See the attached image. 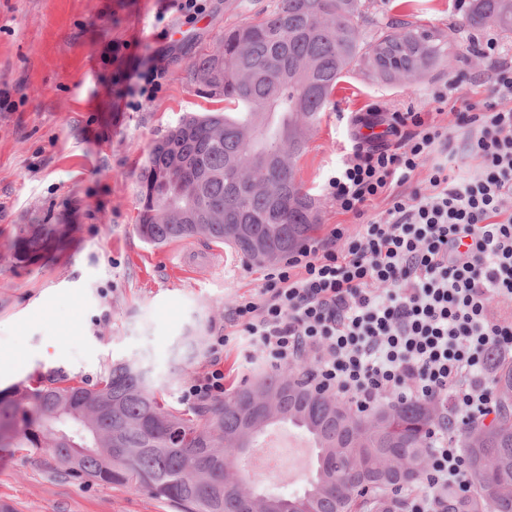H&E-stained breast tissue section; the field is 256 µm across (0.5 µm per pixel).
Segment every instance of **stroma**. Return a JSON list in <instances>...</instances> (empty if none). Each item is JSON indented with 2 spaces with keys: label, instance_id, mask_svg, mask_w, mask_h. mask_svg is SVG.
I'll return each instance as SVG.
<instances>
[{
  "label": "stroma",
  "instance_id": "1",
  "mask_svg": "<svg viewBox=\"0 0 512 512\" xmlns=\"http://www.w3.org/2000/svg\"><path fill=\"white\" fill-rule=\"evenodd\" d=\"M273 0H207L185 18L176 0H0V392L39 381H98L119 360L151 367L158 397L190 408L188 380L224 366L226 391L267 374L250 363L253 348L228 321L234 304L254 295L265 268L244 262L205 238L155 247L136 231V175L153 142L186 113L222 108L185 79L195 53L212 49L230 29L270 9ZM459 0H376V26L417 21L452 31L451 68L411 87L361 70L336 86L321 121L296 161L298 178L318 198L314 240L339 224L357 230L389 206L380 196L363 215L345 213L322 185L349 150L353 116L381 107L456 121L437 103L436 83L454 82L455 97L482 106L491 96L488 62L475 52ZM148 35L135 38L140 19ZM160 62L161 86L141 95L129 75ZM25 224H63L60 249L40 262H19L13 241ZM206 338L229 335L220 356L204 350L182 366L173 349L190 324ZM13 512H174L136 486L72 478L29 448L0 447V502Z\"/></svg>",
  "mask_w": 512,
  "mask_h": 512
}]
</instances>
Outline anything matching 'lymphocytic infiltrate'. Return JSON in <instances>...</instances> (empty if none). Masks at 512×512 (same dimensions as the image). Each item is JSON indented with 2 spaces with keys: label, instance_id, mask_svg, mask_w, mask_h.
I'll list each match as a JSON object with an SVG mask.
<instances>
[{
  "label": "lymphocytic infiltrate",
  "instance_id": "obj_1",
  "mask_svg": "<svg viewBox=\"0 0 512 512\" xmlns=\"http://www.w3.org/2000/svg\"><path fill=\"white\" fill-rule=\"evenodd\" d=\"M478 51L492 98L479 111L461 103L453 126L422 112L355 118L353 144L324 191L355 214L387 195L382 216L303 246L229 313L262 363L310 361L309 384L358 411L385 401L439 406L425 489L410 512H445L446 491L472 497L455 431L495 410L489 353L512 360V60L491 33ZM461 150L478 159L475 174H455ZM421 173L424 189L412 185Z\"/></svg>",
  "mask_w": 512,
  "mask_h": 512
}]
</instances>
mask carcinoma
<instances>
[{
  "label": "carcinoma",
  "instance_id": "cac0c4a2",
  "mask_svg": "<svg viewBox=\"0 0 512 512\" xmlns=\"http://www.w3.org/2000/svg\"><path fill=\"white\" fill-rule=\"evenodd\" d=\"M372 0H274L272 9L224 33L189 62L197 92L224 109L189 113L155 140L138 176V230L152 244L204 237L260 264L252 242L279 261L309 239L318 200L297 179L295 160L344 74L361 67L376 80L411 84L451 65L448 33L412 21L391 23L369 41L362 22ZM468 26L512 34V0H469ZM181 165L168 175L173 160ZM61 224L20 229L13 249L36 263L56 249ZM201 335L182 341L190 362ZM497 412L490 424L460 427L476 480L456 512H512V362L499 361ZM436 417L422 402L383 404L360 414L312 388L301 373L265 375L229 397L183 413L165 406L136 361L112 363L95 384L0 395V444L42 448L59 471L135 485L178 512H240L251 488L236 454L268 427L302 429L317 449L320 485L300 494L263 493L299 502L305 512H400L391 496L419 480Z\"/></svg>",
  "mask_w": 512,
  "mask_h": 512
}]
</instances>
